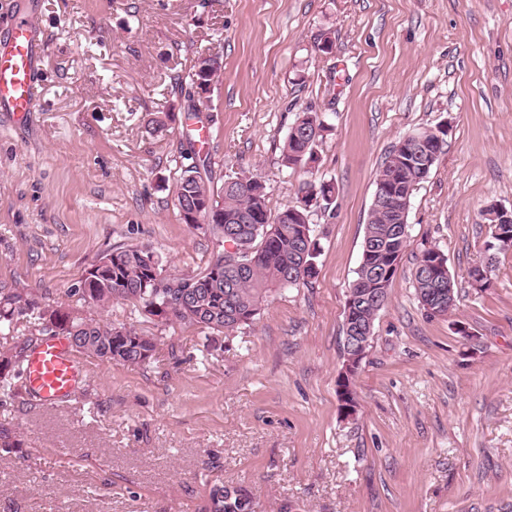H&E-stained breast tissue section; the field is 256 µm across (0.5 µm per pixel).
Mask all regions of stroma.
<instances>
[{"label":"stroma","mask_w":512,"mask_h":512,"mask_svg":"<svg viewBox=\"0 0 512 512\" xmlns=\"http://www.w3.org/2000/svg\"><path fill=\"white\" fill-rule=\"evenodd\" d=\"M30 9L43 106L22 122L0 112V291L157 345L144 366L79 354L67 401L0 407L16 442L0 450V512H203L217 483L246 490L254 512H512V250L489 288L469 277L486 260L479 209H512V0H0V34L7 13ZM215 52L223 70L198 107L213 116L217 182L262 176L274 214L310 175L336 195L312 213L315 278L207 349L197 327L70 291L122 244L151 246L180 274L212 257L174 205L181 130L147 122L183 111L174 76ZM309 107L326 127L316 167L283 169ZM443 122L348 417L345 301L376 177L392 145ZM430 247L458 291L445 317L414 293Z\"/></svg>","instance_id":"stroma-1"}]
</instances>
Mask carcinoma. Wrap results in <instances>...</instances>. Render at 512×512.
I'll list each match as a JSON object with an SVG mask.
<instances>
[{
	"label": "carcinoma",
	"instance_id": "1",
	"mask_svg": "<svg viewBox=\"0 0 512 512\" xmlns=\"http://www.w3.org/2000/svg\"><path fill=\"white\" fill-rule=\"evenodd\" d=\"M221 69V60H214V67L206 73L200 69V59H195L188 81L174 77L175 85L184 92L190 102L187 112L179 116L167 112L164 118L155 119L152 124L160 130L166 122L179 121L181 126L204 124L210 117L197 112L196 102L208 97L214 81L212 76ZM325 131L318 113L308 108L300 113L290 127L281 149V162L287 168L306 166L315 162L314 146ZM392 146L382 164L375 182L372 208L363 241L362 258L354 282L356 289L363 290L371 283L370 274L375 269L398 264L407 246V238L401 225L393 223L384 208L385 190L391 189L402 195L426 179L431 168L418 164L397 165ZM188 161L182 166L176 185L175 205L183 208L185 201L208 200L211 211H203L205 222L203 232L212 238L215 252L212 259L190 274H168L167 283L159 287L154 283L152 272L164 270L165 265L155 251L144 245H119L104 255L112 266L103 270L95 279L87 282L85 288H74L70 294L80 295L101 304L114 301L128 302L144 316L157 314V309L167 305L169 300L190 289L194 301L181 309L172 310L170 321L196 325L211 335L232 331L247 325L259 314L261 305L269 297L288 287V273L301 260H317L311 255L303 258L306 251L303 235H309L315 242L311 226V211L292 204L295 213L283 209L271 215L268 208L266 181L258 175H242L215 185V177L209 158L191 147L181 153ZM494 210L483 209L479 216L489 225L490 240L486 250L491 252L490 261L500 252L497 231L501 228ZM444 257L437 248L424 250L413 273L415 295L421 305L428 304L427 289L430 283L425 276V262ZM25 320L40 330H46L51 323L59 333L76 340L75 349L92 355L104 362L125 365H146L154 357L155 338L124 326L100 325L87 322L71 310L60 305L42 307L34 300L22 299L14 294L0 292V333L15 329L20 320ZM28 358L25 349L9 352V357L0 362V401L7 402L23 397H36L29 386L24 372ZM218 500V507L205 512H246L244 502L250 495L243 489L216 484L210 493V500Z\"/></svg>",
	"mask_w": 512,
	"mask_h": 512
}]
</instances>
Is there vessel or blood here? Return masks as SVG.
Returning a JSON list of instances; mask_svg holds the SVG:
<instances>
[{
  "label": "vessel or blood",
  "instance_id": "vessel-or-blood-1",
  "mask_svg": "<svg viewBox=\"0 0 512 512\" xmlns=\"http://www.w3.org/2000/svg\"><path fill=\"white\" fill-rule=\"evenodd\" d=\"M42 57L40 32L33 18L16 17L6 40L0 41V112L21 120L40 110L37 74ZM28 375L39 399L53 406L72 394L81 368L67 340L57 336L44 340L31 353Z\"/></svg>",
  "mask_w": 512,
  "mask_h": 512
}]
</instances>
